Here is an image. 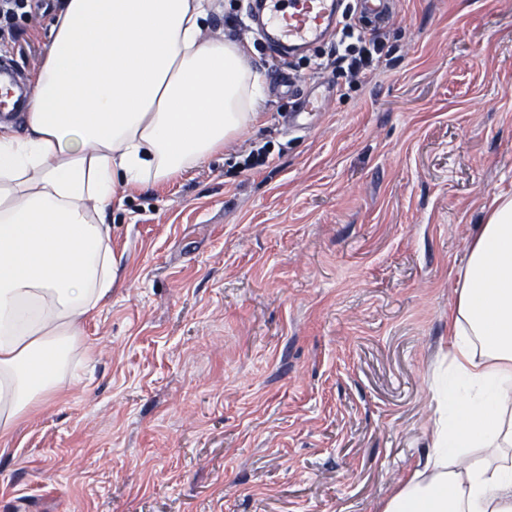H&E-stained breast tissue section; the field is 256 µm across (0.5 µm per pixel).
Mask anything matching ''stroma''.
Returning a JSON list of instances; mask_svg holds the SVG:
<instances>
[{
	"instance_id": "1",
	"label": "stroma",
	"mask_w": 512,
	"mask_h": 512,
	"mask_svg": "<svg viewBox=\"0 0 512 512\" xmlns=\"http://www.w3.org/2000/svg\"><path fill=\"white\" fill-rule=\"evenodd\" d=\"M47 20L20 23L25 73ZM382 29L368 82L315 73L331 35L288 95L244 27L257 123L110 212L119 281L75 379L0 441V512H377L425 453L456 271L512 193V0H393ZM318 108L317 97L305 99L286 116L288 126L299 130L308 128V116L310 112L318 111Z\"/></svg>"
}]
</instances>
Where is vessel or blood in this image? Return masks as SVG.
I'll return each mask as SVG.
<instances>
[{"label": "vessel or blood", "mask_w": 512, "mask_h": 512, "mask_svg": "<svg viewBox=\"0 0 512 512\" xmlns=\"http://www.w3.org/2000/svg\"><path fill=\"white\" fill-rule=\"evenodd\" d=\"M344 0H265L261 32L268 51L284 57L333 33ZM356 13L364 21L383 20L387 0H356ZM25 104L21 69L10 55H0V112L21 111Z\"/></svg>", "instance_id": "1"}]
</instances>
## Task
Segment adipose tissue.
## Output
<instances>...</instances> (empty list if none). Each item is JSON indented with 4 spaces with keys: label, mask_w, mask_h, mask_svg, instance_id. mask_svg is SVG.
<instances>
[{
    "label": "adipose tissue",
    "mask_w": 512,
    "mask_h": 512,
    "mask_svg": "<svg viewBox=\"0 0 512 512\" xmlns=\"http://www.w3.org/2000/svg\"><path fill=\"white\" fill-rule=\"evenodd\" d=\"M220 0H63L18 119L0 121V439L71 375L112 295L107 215L190 172L254 121L266 88ZM427 449L379 512H512V195L458 269Z\"/></svg>",
    "instance_id": "1"
}]
</instances>
